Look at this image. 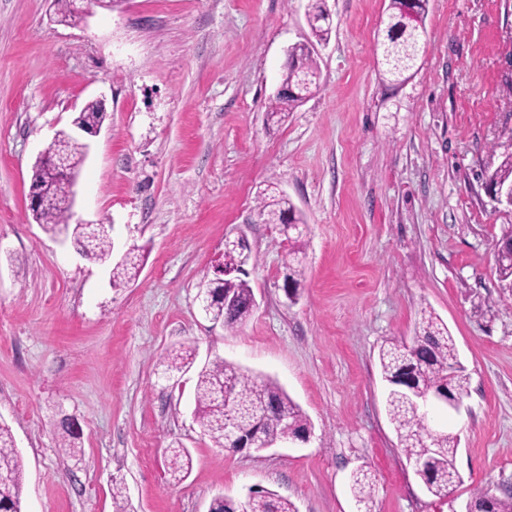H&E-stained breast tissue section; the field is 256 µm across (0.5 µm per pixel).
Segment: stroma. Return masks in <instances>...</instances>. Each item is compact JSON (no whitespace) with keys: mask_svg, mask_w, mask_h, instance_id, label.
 <instances>
[{"mask_svg":"<svg viewBox=\"0 0 512 512\" xmlns=\"http://www.w3.org/2000/svg\"><path fill=\"white\" fill-rule=\"evenodd\" d=\"M389 0H327L318 91L267 121L286 52L311 37L308 0H123L58 23L54 0H0V420L20 461L22 512H207L260 486L298 512H463L512 490V287L494 245L512 205L483 181L512 143V0H429L423 53L400 85L379 43ZM72 219L113 227L114 256L146 245L138 279L108 267L29 209L41 152L88 102ZM285 192L307 220L304 279L287 300L288 244L257 194ZM244 236L257 308L236 331L204 316L224 240ZM470 376L456 436L460 479L432 496L386 409L379 351L411 343L422 310ZM276 380L308 416V441L214 447L195 415L197 373L165 378L177 347ZM78 421L75 452L58 446ZM192 457L182 480L168 450ZM105 112L97 102H88L73 119V123L80 124L74 125L79 130L88 134H97L100 130L98 127H89L81 125H99L102 126L105 120ZM91 130L89 132H86Z\"/></svg>","mask_w":512,"mask_h":512,"instance_id":"stroma-1","label":"stroma"}]
</instances>
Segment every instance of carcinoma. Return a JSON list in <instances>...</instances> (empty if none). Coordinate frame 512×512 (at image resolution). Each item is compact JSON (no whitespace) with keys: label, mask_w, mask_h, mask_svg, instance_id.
Wrapping results in <instances>:
<instances>
[{"label":"carcinoma","mask_w":512,"mask_h":512,"mask_svg":"<svg viewBox=\"0 0 512 512\" xmlns=\"http://www.w3.org/2000/svg\"><path fill=\"white\" fill-rule=\"evenodd\" d=\"M308 26L316 42H325L331 33L326 22V0H309ZM429 0H414L413 13L406 11V0H389L385 38L380 43V65L387 80L398 85L408 79L407 73L415 66L423 50L424 18ZM58 22L70 24L77 18L72 0H55ZM311 42L294 44L288 48L282 84L295 93H280L268 104V114L282 119L311 97L318 88V64ZM105 112L96 102L87 103L73 122L80 125H102ZM72 174L79 173L84 162L81 146L64 141L58 147ZM499 166L486 175V184L506 195L512 190V149L502 153ZM33 183L47 197V203L33 210L36 221L44 231L54 235L72 236L81 245L85 256L101 264L112 265V287H124L139 275L146 247L131 245L123 258L112 262V225L70 223L72 217V184L57 168L40 160L35 165ZM258 217L264 224H281L299 229L306 224L302 214L284 193L263 190L258 195ZM252 260L251 251L243 245L229 244L224 249V266L236 268L239 274L208 280L203 285L202 305L210 318L233 330L247 321L251 314L254 293L249 285L245 266ZM303 276L301 265L285 266L284 281L294 292L298 291ZM232 295L237 307L224 311V296ZM191 348L170 353L164 362V374L171 377L189 371L195 363ZM458 362L457 347L448 327L431 313H424L411 344L390 342L379 352V363L384 380L393 385L399 377L411 380L422 394H432L449 384L455 394L465 393L468 375L459 369L453 383H448V370ZM195 416L205 435L215 447L228 448L225 426H267L272 417H285L288 431L309 430V419L279 385L271 378L249 374L238 367L217 360L202 367L197 374ZM387 413L398 433L406 457H421L423 467L419 478L432 496L443 500L448 496V482L455 479L450 463L457 454V439L450 433L433 435L425 420L415 413L407 399L395 389L387 397ZM59 447L72 448L80 433L74 431L67 418L60 422ZM192 467V458L185 448H173L169 455V471L174 479L184 478ZM0 512H21L20 488L22 473L15 450V439L10 426L0 422ZM374 491L370 475L361 473L354 479L353 493L357 500L367 503ZM212 512H297L288 499L271 490L251 491L239 505L221 497L213 499Z\"/></svg>","instance_id":"cac0c4a2"}]
</instances>
